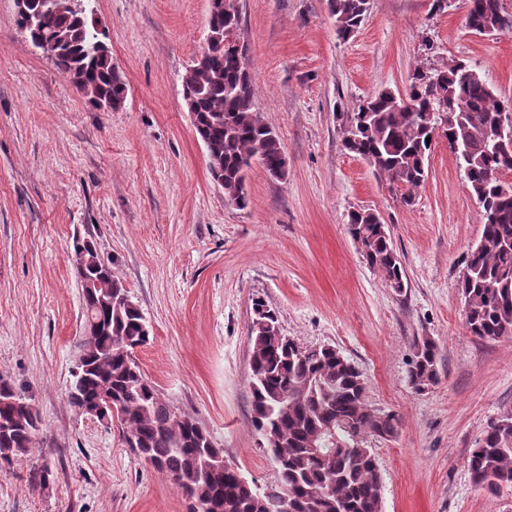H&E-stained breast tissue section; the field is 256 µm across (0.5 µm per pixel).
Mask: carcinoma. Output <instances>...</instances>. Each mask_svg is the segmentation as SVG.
Here are the masks:
<instances>
[{"label":"carcinoma","instance_id":"1","mask_svg":"<svg viewBox=\"0 0 512 512\" xmlns=\"http://www.w3.org/2000/svg\"><path fill=\"white\" fill-rule=\"evenodd\" d=\"M34 4L32 45L39 49L64 29L69 41L53 47L50 57L85 98L112 102L126 97V82L112 66L109 50L93 45L100 33L91 20L39 10ZM337 36L349 38L365 21L370 0H323ZM240 14L226 0L223 38L207 44L187 70L182 86L194 98L196 136L209 144L210 175L223 181L225 199L249 204L244 172L261 163L273 179L288 171L278 133L254 105V84L246 48L233 40ZM465 23L476 34L512 28L500 0H467ZM407 103H402V100ZM507 107L480 71L454 61L429 75L414 72L404 96L384 90L355 112L339 114L343 146L386 176L409 206L426 180L433 143L448 141L471 192L483 208V231L461 278L468 331L481 339L512 335V194L501 191L497 174L512 171V151L482 148L486 132ZM441 112H455L462 123L440 125ZM348 233L360 244L367 265L395 293L405 289L401 259L386 225L371 209L348 215ZM74 268L83 287V334L77 347L84 370L73 377L68 401L77 411L107 402L117 411L125 444L166 475L188 502L187 512H279L285 497L295 512H382L383 482L376 455L360 448L366 437L394 436L395 414L371 407L358 368L332 346L309 348L282 334L276 310L264 299L252 300L249 327L251 421L274 465L276 480L263 487L238 478L225 466L224 450L194 418L166 402L136 362L135 349L149 334L144 314L110 263L90 242L74 246ZM408 371L422 391L438 380L437 346L425 339L414 345ZM40 418L12 383L0 377V468L40 446ZM357 449L352 454L349 449ZM466 466L476 486L496 496L512 490V410L502 413L472 449ZM333 483L332 492L322 493Z\"/></svg>","mask_w":512,"mask_h":512}]
</instances>
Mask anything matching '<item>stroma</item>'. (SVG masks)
<instances>
[{"instance_id":"obj_1","label":"stroma","mask_w":512,"mask_h":512,"mask_svg":"<svg viewBox=\"0 0 512 512\" xmlns=\"http://www.w3.org/2000/svg\"><path fill=\"white\" fill-rule=\"evenodd\" d=\"M127 84L118 109L92 107L0 0V376L38 410L40 448L0 468V512H187L165 475L118 426L68 402L82 334L74 244L93 242L141 307L149 342L136 361L177 412L199 421L227 460L265 485L275 469L251 423L252 300L284 335L331 345L362 373L368 403L397 434L370 446L382 512H512L465 464L487 425L512 410V338L464 324L459 280L482 233V209L446 140L412 206L343 147L339 113L415 69L477 67L512 105V31L476 34L465 0H371L339 39L321 0H237V32L255 107L279 134L286 178L246 172L250 203L211 178L182 80L207 45L208 0H91ZM377 211L407 280L395 293L347 233L349 212ZM438 347V381L407 377L414 342ZM48 468L46 487L32 472Z\"/></svg>"}]
</instances>
